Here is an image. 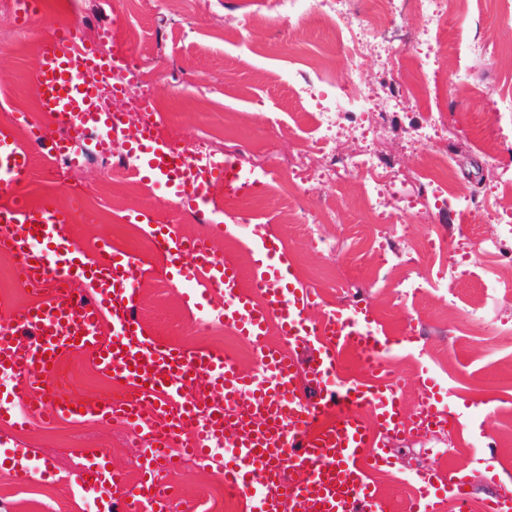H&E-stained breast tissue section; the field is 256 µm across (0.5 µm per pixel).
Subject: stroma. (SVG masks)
<instances>
[{
	"instance_id": "35a3bbf8",
	"label": "stroma",
	"mask_w": 512,
	"mask_h": 512,
	"mask_svg": "<svg viewBox=\"0 0 512 512\" xmlns=\"http://www.w3.org/2000/svg\"><path fill=\"white\" fill-rule=\"evenodd\" d=\"M44 12L27 28L13 15H0V125L13 126L18 139L27 125H14L15 114L28 123L51 124L32 91L40 45L48 24L79 25L85 41L96 42L101 28L120 21L138 30L132 49L142 58L143 79L160 107V132L195 150L202 142L236 155L246 172L258 177L265 191L247 199L251 221L275 233L292 263L296 279L316 294V321L350 300H363L378 328L401 338L388 370L406 407H414L434 381L460 417L454 428L438 426L417 436L388 435L382 442L391 469L374 473L373 481L391 512H404L425 471L440 478L465 471L471 482V512L495 493L512 492V278L502 256L478 252V242L499 234L500 214L512 203V187L500 186L499 173L512 172V139L487 156L471 135L473 125H497L512 113V73L501 69L496 53L512 47V13L482 0L481 21L458 14L451 29L453 45L426 40L421 15L399 5L376 35L375 49L351 59L326 52L329 28L303 20L306 0L279 24L264 23L269 0H186L171 12L165 0H137L123 9L119 0H44ZM408 57H426L431 80L425 87L402 84L403 96L390 105L388 87L401 67L395 49ZM312 65L317 91L351 83L366 100L367 139L337 129L327 150L349 155L368 144L390 158L395 169L382 188L368 176L350 170L317 177L304 190L289 193L285 178L295 164L321 166L320 149L307 112L313 102L299 103L291 84L298 71ZM466 80H459V71ZM399 82V81H398ZM448 114V126L429 142L417 141L413 130L426 124V107ZM447 157L453 173V196L436 202L423 189L431 156ZM83 190L75 198L69 186L53 177L51 165L35 156L21 193L36 201L69 208L71 234L85 255L96 256L98 239L138 255L143 277L136 299L140 321L169 342L215 349L244 369L252 368V346L225 329L217 313L224 295L212 293V313L205 331L200 317L165 275L167 261L153 243L152 227L134 221L137 211L167 219L189 237L212 236L217 254L229 257L249 273L253 256L242 239L214 234L212 225L179 219L163 188L126 174L112 176L104 160L89 159L71 174ZM380 190L386 199L383 216H375L366 198ZM484 194L480 210L463 213L457 195ZM415 245V253L396 251L397 243ZM35 299L15 273L13 258L0 253V324L12 321ZM60 376L44 380L45 390L61 386L69 395L106 400L111 381L94 371L81 354L65 357ZM0 441L32 456L42 471L21 479L0 457V497L9 512H99L95 497L74 483L75 449L101 448L111 465L137 476V446L132 433L118 423L94 421L53 424L40 421L13 429L0 424ZM175 512H251L250 504L230 499L221 470L197 468L164 474Z\"/></svg>"
}]
</instances>
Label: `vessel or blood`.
I'll return each mask as SVG.
<instances>
[{"instance_id":"vessel-or-blood-1","label":"vessel or blood","mask_w":512,"mask_h":512,"mask_svg":"<svg viewBox=\"0 0 512 512\" xmlns=\"http://www.w3.org/2000/svg\"><path fill=\"white\" fill-rule=\"evenodd\" d=\"M128 61L121 51L99 53L71 31L46 38L34 86L52 128L31 126L25 145L12 127L0 128V192L11 197L0 207V250L14 258L22 284L38 296L17 324L0 331V371L19 382L0 393V422L21 427L38 417L125 424L139 446L136 485L128 484L123 470L107 469L106 454L94 448L80 449L83 464L75 477L84 491L101 484L112 494L126 491L123 512H171L163 473L185 455L199 470H211L220 443L233 450L224 466L226 491L247 499L262 486L260 512H387L371 479L389 464L376 435L418 434L454 416L433 390L413 412L405 411L398 389L381 374L393 340L375 327L367 307L344 306L310 322L315 297L297 281L275 234L253 230L255 262L245 277L216 255L209 239L154 226L153 241L167 257L170 276L190 286L185 300L223 291L225 327L254 348L255 369L246 372L224 353L175 345L146 329L134 312L141 277L136 256L113 249L105 238L97 260L85 261L71 240L68 211L51 202L32 205L16 193L30 173L32 148L79 167L85 161L81 143L93 140L106 155L117 135L128 140L131 173L163 185L183 210L208 213L218 184L240 196L261 192V182L246 176L234 156L190 161L154 123L134 127L123 113L104 110L101 80H111L113 96L123 95ZM273 323L289 350L268 343ZM106 324L112 327L108 339L102 336ZM348 351L366 379L346 376L342 357ZM71 352L123 383L129 397L102 405L87 400L78 408L66 396L31 403L29 391ZM187 431L192 438L185 443ZM289 469L295 478L286 477ZM436 480L433 474L420 478L408 512L430 504ZM442 488L456 512H469L462 473L449 475Z\"/></svg>"}]
</instances>
